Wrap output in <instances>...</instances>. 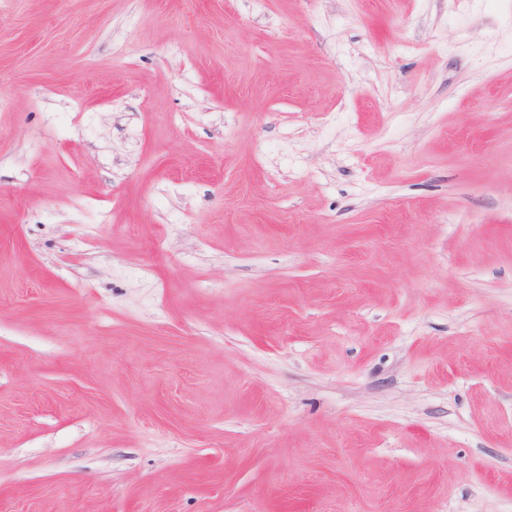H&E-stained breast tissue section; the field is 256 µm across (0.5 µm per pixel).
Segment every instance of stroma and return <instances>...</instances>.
Wrapping results in <instances>:
<instances>
[{
    "instance_id": "obj_1",
    "label": "stroma",
    "mask_w": 512,
    "mask_h": 512,
    "mask_svg": "<svg viewBox=\"0 0 512 512\" xmlns=\"http://www.w3.org/2000/svg\"><path fill=\"white\" fill-rule=\"evenodd\" d=\"M0 512H512V0H0Z\"/></svg>"
}]
</instances>
